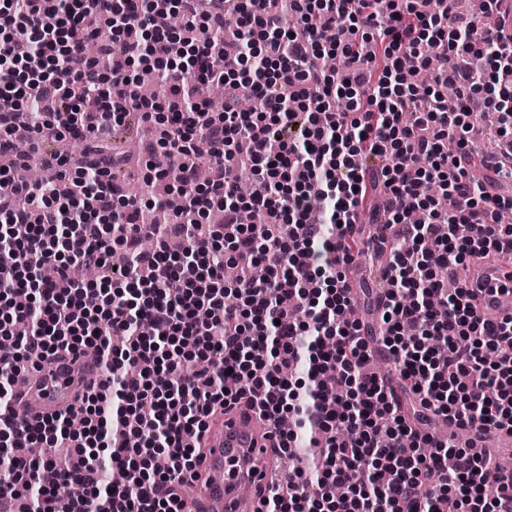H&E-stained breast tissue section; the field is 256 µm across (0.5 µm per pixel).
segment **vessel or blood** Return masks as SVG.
Wrapping results in <instances>:
<instances>
[{
	"label": "vessel or blood",
	"mask_w": 512,
	"mask_h": 512,
	"mask_svg": "<svg viewBox=\"0 0 512 512\" xmlns=\"http://www.w3.org/2000/svg\"><path fill=\"white\" fill-rule=\"evenodd\" d=\"M467 284L488 289L483 307L489 319L505 317L499 291L512 290V264L493 258L476 261ZM101 376L100 364L86 357L42 369L33 379L21 375L15 411L27 419L51 415ZM204 442L206 457L192 484V512H256L273 446L264 421L245 406L233 407L225 410L218 424L209 426Z\"/></svg>",
	"instance_id": "1"
}]
</instances>
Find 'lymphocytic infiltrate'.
Returning a JSON list of instances; mask_svg holds the SVG:
<instances>
[{"mask_svg":"<svg viewBox=\"0 0 512 512\" xmlns=\"http://www.w3.org/2000/svg\"><path fill=\"white\" fill-rule=\"evenodd\" d=\"M496 3L478 0L450 24L448 0H0V148L21 124L32 142L52 131L89 148L82 167L46 163L40 185L0 170V336L28 329L0 348V380L89 347L103 367L77 404L45 419L0 403V485L11 489L0 512L21 501L63 512L57 487L76 482L91 493L72 512H187L179 489L195 478L198 440L216 409L242 400L271 427L295 422L278 436L283 454L300 439L313 450L289 494L269 489L259 512H512V472L492 474L491 451L417 434L368 369L375 335L422 418L474 435L512 428V316L491 321L474 289L448 286L465 262L512 257V227L498 222L512 209L499 191L512 179V42L493 31ZM160 7L183 31L155 25ZM332 55L342 70L324 68ZM142 70L162 96L137 94ZM198 82L227 88L223 111L195 100ZM243 93L253 110L240 108ZM477 99L502 139L479 180ZM130 112L161 126L147 169L180 199L150 251L142 204L109 172L107 141ZM201 146L215 168L207 183ZM369 155L378 167L355 166ZM242 166L255 176L246 197ZM370 203L392 238L373 328L348 316L337 244H375L360 220ZM244 207L262 223L239 224ZM228 261L241 269L229 286ZM257 263L266 278L252 276ZM92 267L106 276L86 280ZM144 319L160 337L141 334ZM303 360L309 383L282 375ZM36 442L47 455H28Z\"/></svg>","mask_w":512,"mask_h":512,"instance_id":"1","label":"lymphocytic infiltrate"}]
</instances>
